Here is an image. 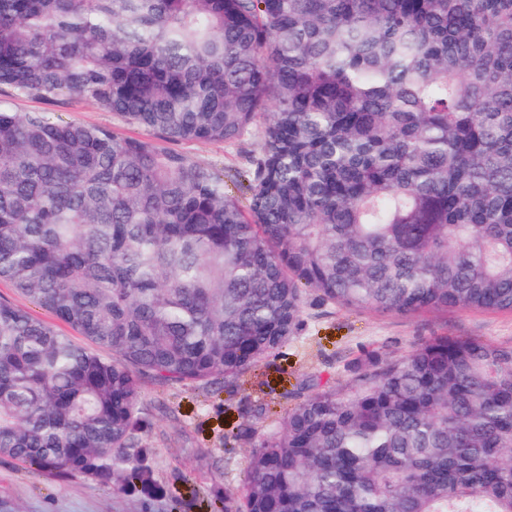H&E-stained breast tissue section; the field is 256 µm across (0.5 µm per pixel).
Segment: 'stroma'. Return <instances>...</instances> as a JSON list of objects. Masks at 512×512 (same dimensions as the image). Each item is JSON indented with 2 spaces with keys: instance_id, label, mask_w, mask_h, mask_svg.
<instances>
[{
  "instance_id": "1",
  "label": "stroma",
  "mask_w": 512,
  "mask_h": 512,
  "mask_svg": "<svg viewBox=\"0 0 512 512\" xmlns=\"http://www.w3.org/2000/svg\"><path fill=\"white\" fill-rule=\"evenodd\" d=\"M0 106L43 112L56 121L103 125L140 138L147 135L86 100L63 97L47 103L0 90ZM180 149L193 161L229 174L246 166L236 145L193 142ZM303 318L305 329L288 345L285 356L259 365L218 396L203 397L189 386L145 385L143 401L153 421L148 442L155 451L156 470L164 480L176 468L186 475V482L175 488L182 494L196 492L199 504L192 512H209L205 500L212 485L245 483L253 445L236 440L239 428H254L260 437L280 427L308 380L317 377L333 384L343 379L346 364L362 348L378 346L386 353L405 355L444 334L512 345V313L451 310L401 317L308 301ZM0 512H113V500L110 492L88 481L38 472L0 457Z\"/></svg>"
}]
</instances>
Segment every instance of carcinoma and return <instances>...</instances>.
<instances>
[{
  "label": "carcinoma",
  "mask_w": 512,
  "mask_h": 512,
  "mask_svg": "<svg viewBox=\"0 0 512 512\" xmlns=\"http://www.w3.org/2000/svg\"><path fill=\"white\" fill-rule=\"evenodd\" d=\"M89 100L169 147L0 107V456L138 512L151 382L238 379L321 303L512 313V0H0V90ZM245 151L248 206L174 145ZM210 512H512V346L366 348Z\"/></svg>",
  "instance_id": "cac0c4a2"
}]
</instances>
